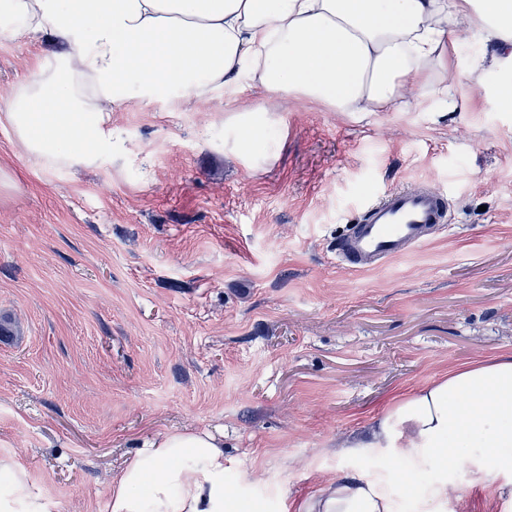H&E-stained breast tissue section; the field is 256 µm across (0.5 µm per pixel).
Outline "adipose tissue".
Wrapping results in <instances>:
<instances>
[{"label":"adipose tissue","mask_w":512,"mask_h":512,"mask_svg":"<svg viewBox=\"0 0 512 512\" xmlns=\"http://www.w3.org/2000/svg\"><path fill=\"white\" fill-rule=\"evenodd\" d=\"M12 40L45 48L0 113L35 160L77 164L109 147L106 125L130 99L151 106L230 87L243 74L266 91L336 112L392 109L402 93L453 78L449 19L482 25L492 46L481 65L512 59V0H0ZM460 438L467 454L451 442ZM377 451L379 470L347 472L299 512H403L390 478L432 471L416 512H447L458 485L503 476L512 494V355L458 366L397 397L366 434L346 443ZM9 478L0 512H46L26 472ZM224 488V444L210 432H170L127 461L104 512H235Z\"/></svg>","instance_id":"adipose-tissue-1"}]
</instances>
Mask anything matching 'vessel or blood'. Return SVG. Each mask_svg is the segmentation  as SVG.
Masks as SVG:
<instances>
[{
	"instance_id": "obj_1",
	"label": "vessel or blood",
	"mask_w": 512,
	"mask_h": 512,
	"mask_svg": "<svg viewBox=\"0 0 512 512\" xmlns=\"http://www.w3.org/2000/svg\"><path fill=\"white\" fill-rule=\"evenodd\" d=\"M451 205L428 186L394 189L371 202L336 242V261L376 269L431 241L450 222Z\"/></svg>"
}]
</instances>
